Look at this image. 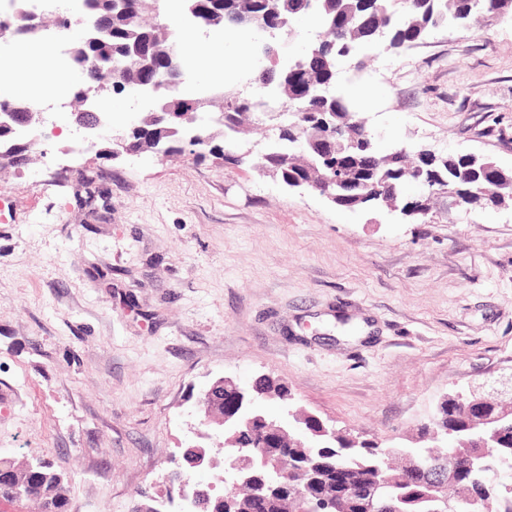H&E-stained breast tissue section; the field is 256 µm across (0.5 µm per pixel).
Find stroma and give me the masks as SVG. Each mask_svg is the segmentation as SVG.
<instances>
[{
    "instance_id": "1",
    "label": "stroma",
    "mask_w": 512,
    "mask_h": 512,
    "mask_svg": "<svg viewBox=\"0 0 512 512\" xmlns=\"http://www.w3.org/2000/svg\"><path fill=\"white\" fill-rule=\"evenodd\" d=\"M224 86L252 76L216 41ZM342 93L388 152L404 143L512 169V13L377 50ZM71 112L22 170H0V458L45 456L68 512L168 501L170 458L198 443L214 379L268 374L319 416L414 448L446 395L512 370V207L440 204L418 224L285 190L235 155L107 161L76 151Z\"/></svg>"
}]
</instances>
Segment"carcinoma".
<instances>
[{"mask_svg":"<svg viewBox=\"0 0 512 512\" xmlns=\"http://www.w3.org/2000/svg\"><path fill=\"white\" fill-rule=\"evenodd\" d=\"M81 8L94 19L107 5H112V30L104 36L106 49L95 56L88 70V78L106 82L115 78V64L132 65L134 59L161 45H176L169 26L147 22L144 16L152 12L151 0H80ZM305 0H243L259 19L280 10L290 11L296 16L304 14ZM511 13L512 0H321V10L314 17L318 26L325 20L335 19L336 29L329 40L335 42V49L346 43L362 42L375 44L371 39V28L384 24L390 31L391 39L384 43L388 50L409 47L432 29L448 25L450 21L466 22L475 14L484 13L489 17L497 13ZM224 105L218 112L207 111L197 115V121L204 119L224 128V136L235 132V127L248 122L253 115H262L266 103L250 98H240L234 91H223ZM271 108H281L288 115V122L301 125L312 122L322 112H334L342 124L343 144L338 148L327 147L325 152L332 162L342 168L354 171L348 183L335 186L345 209H377V201H365L358 197L369 184L392 194L397 201L407 200L404 189L414 182L411 171L420 161L410 159L404 152L393 157L373 150H362L365 139L372 136L360 124V105L345 96L328 100L294 97L291 92L280 90V99ZM488 159H470L466 156L449 155L447 162L439 169V177L448 181V186L457 188L460 198L467 202L490 194L494 189L484 165ZM276 167L289 178L307 175V170L293 163L286 150L274 145L266 156L260 157L258 167ZM251 388L271 392L281 400L288 397V386L267 375L254 380ZM477 405L462 402L454 396H446L437 407L435 426L441 432L439 447L422 451L413 448L404 451L407 463L394 467L390 463L391 453L373 440L353 443L348 434L338 433L336 439L326 440L315 435L320 429V418L312 413L302 412L297 427L304 430L315 442L313 448H292L284 445L272 448L270 452L288 459V475L272 478L266 469H257L254 488H246L225 498V494L206 489V495L195 512H289L288 487L307 484L312 494L337 498L336 512H360L355 505L346 503L340 492L346 485L366 487L374 482L383 483L384 490L391 497L403 498L405 512H428V496L435 487V481L443 479L456 492L467 493L463 501L467 512H512V493L500 489L498 480L489 477L483 483L471 481L469 470L460 468L448 476V441L471 459L483 451L480 443L471 435L468 424L475 416ZM497 440L499 453L512 465V420L506 419L501 425ZM263 425L256 422L251 426L242 424L225 432L224 439H235L247 446L261 441ZM19 480L29 498L47 501L51 512H66L68 505V477L54 469L52 463L42 458L36 463L19 470Z\"/></svg>","mask_w":512,"mask_h":512,"instance_id":"obj_1","label":"carcinoma"}]
</instances>
